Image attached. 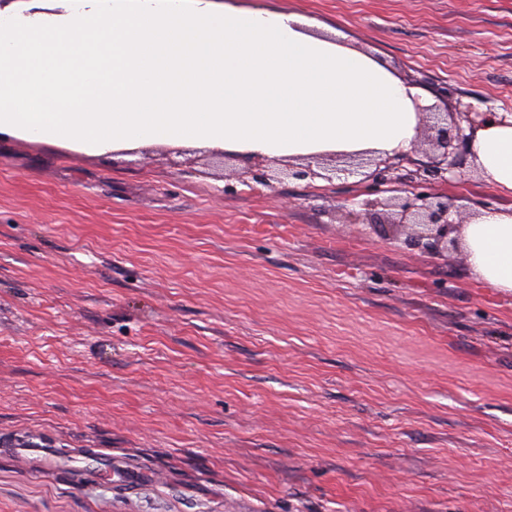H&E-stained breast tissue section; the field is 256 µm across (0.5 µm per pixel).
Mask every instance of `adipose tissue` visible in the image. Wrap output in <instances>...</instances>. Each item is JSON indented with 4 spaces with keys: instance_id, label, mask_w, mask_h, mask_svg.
<instances>
[{
    "instance_id": "1",
    "label": "adipose tissue",
    "mask_w": 512,
    "mask_h": 512,
    "mask_svg": "<svg viewBox=\"0 0 512 512\" xmlns=\"http://www.w3.org/2000/svg\"><path fill=\"white\" fill-rule=\"evenodd\" d=\"M308 25L226 0H0V137L94 155L410 152L422 92ZM470 151L512 193V115L478 127ZM460 234L472 273L512 292V211L481 213Z\"/></svg>"
}]
</instances>
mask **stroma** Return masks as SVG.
<instances>
[{"mask_svg":"<svg viewBox=\"0 0 512 512\" xmlns=\"http://www.w3.org/2000/svg\"><path fill=\"white\" fill-rule=\"evenodd\" d=\"M229 2L512 113V0ZM208 155L0 139V512H512V292L370 231L359 178ZM432 189L512 209L470 159Z\"/></svg>","mask_w":512,"mask_h":512,"instance_id":"obj_1","label":"stroma"}]
</instances>
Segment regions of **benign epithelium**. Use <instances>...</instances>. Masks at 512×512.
Masks as SVG:
<instances>
[{"label":"benign epithelium","mask_w":512,"mask_h":512,"mask_svg":"<svg viewBox=\"0 0 512 512\" xmlns=\"http://www.w3.org/2000/svg\"><path fill=\"white\" fill-rule=\"evenodd\" d=\"M418 112L420 123L414 149L428 145L432 147L434 157L430 164L407 173L406 182L415 185L416 189L384 200L375 198L379 193L377 186L386 181L387 174L403 166V163L411 162L408 154L395 158H365L361 153L351 154L346 156L347 165L334 170V173L348 178L361 174L366 167L372 168V171L364 174V180L369 182L370 194L374 195L373 199L364 203L371 223L385 229V233L398 244L446 257L448 249H454L458 244L457 239L451 236L457 231V223L451 220L448 199L425 190V186L435 180L446 182L448 176L461 168V153L468 149V136L463 133L461 122H466L472 130L483 124L491 113L457 112L450 119L448 115L433 112L427 106L418 108ZM272 163L271 159L254 157L244 174L266 187L282 175L296 179L319 176L309 163L278 171L270 169Z\"/></svg>","instance_id":"1"}]
</instances>
